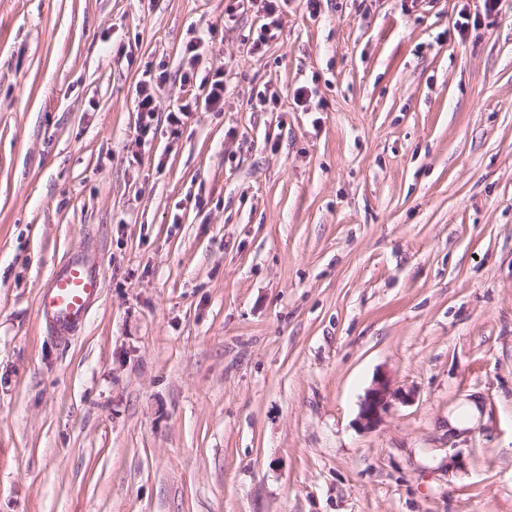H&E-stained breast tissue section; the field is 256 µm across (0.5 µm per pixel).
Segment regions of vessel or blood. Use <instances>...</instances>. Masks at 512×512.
Returning a JSON list of instances; mask_svg holds the SVG:
<instances>
[{
    "label": "vessel or blood",
    "instance_id": "obj_1",
    "mask_svg": "<svg viewBox=\"0 0 512 512\" xmlns=\"http://www.w3.org/2000/svg\"><path fill=\"white\" fill-rule=\"evenodd\" d=\"M100 292L101 279L91 256L73 253L51 273L40 296V315L57 336L71 335L84 324Z\"/></svg>",
    "mask_w": 512,
    "mask_h": 512
}]
</instances>
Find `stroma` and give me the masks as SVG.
Listing matches in <instances>:
<instances>
[{
  "instance_id": "obj_1",
  "label": "stroma",
  "mask_w": 512,
  "mask_h": 512,
  "mask_svg": "<svg viewBox=\"0 0 512 512\" xmlns=\"http://www.w3.org/2000/svg\"><path fill=\"white\" fill-rule=\"evenodd\" d=\"M475 5L288 0L253 54L239 0H0V512H512V0ZM194 33L223 111L136 147ZM145 76L139 81L136 88L135 112H137V136L135 145L141 146L145 143L144 136L153 129V123L157 112H160L159 93L165 77L163 73L152 75L144 73ZM101 292V279L88 253L78 251L54 270L39 300L41 318L56 336L65 337L86 321ZM397 399H399L397 391L392 389L388 375H379L361 402L359 413L361 424L366 427L378 425L383 416L389 412L392 401Z\"/></svg>"
}]
</instances>
